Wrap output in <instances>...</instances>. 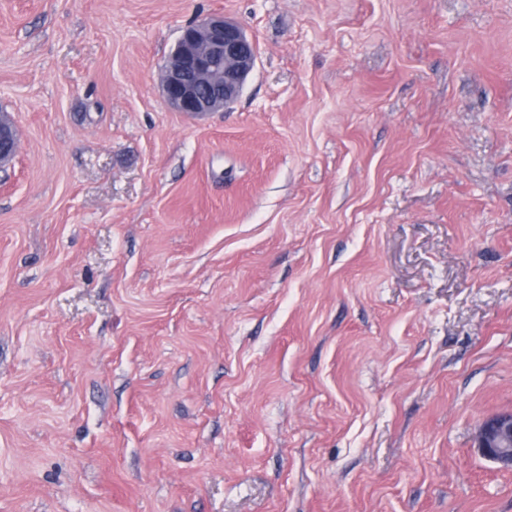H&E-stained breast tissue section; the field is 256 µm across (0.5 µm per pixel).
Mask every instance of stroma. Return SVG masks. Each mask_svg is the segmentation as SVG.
Listing matches in <instances>:
<instances>
[{"label":"stroma","mask_w":512,"mask_h":512,"mask_svg":"<svg viewBox=\"0 0 512 512\" xmlns=\"http://www.w3.org/2000/svg\"><path fill=\"white\" fill-rule=\"evenodd\" d=\"M1 111L0 512H512V0H0ZM256 58L252 38L224 15L189 25L161 69L164 100L190 116L217 112L239 96ZM18 137L15 127L6 115H0V167L10 164L17 154ZM476 445L478 452L501 468L512 470V412L495 414L479 425Z\"/></svg>","instance_id":"35a3bbf8"}]
</instances>
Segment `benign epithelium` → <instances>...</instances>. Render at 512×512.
Returning a JSON list of instances; mask_svg holds the SVG:
<instances>
[{
  "instance_id": "1",
  "label": "benign epithelium",
  "mask_w": 512,
  "mask_h": 512,
  "mask_svg": "<svg viewBox=\"0 0 512 512\" xmlns=\"http://www.w3.org/2000/svg\"><path fill=\"white\" fill-rule=\"evenodd\" d=\"M256 62L254 42L238 23L215 15L183 29L161 69L164 100L175 112L202 116L217 112L241 93ZM12 121L0 115V167L17 154ZM476 445L487 460L512 470V412L483 419Z\"/></svg>"
}]
</instances>
